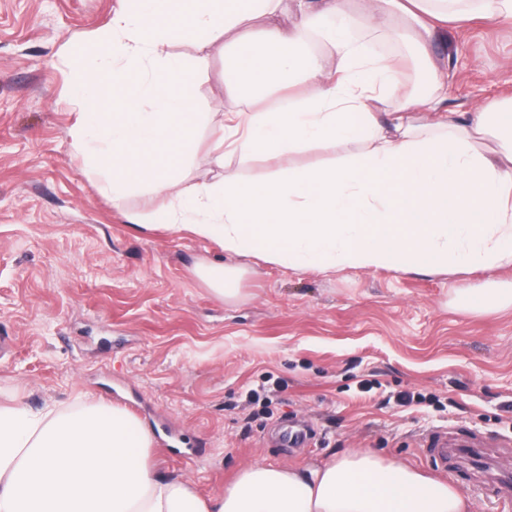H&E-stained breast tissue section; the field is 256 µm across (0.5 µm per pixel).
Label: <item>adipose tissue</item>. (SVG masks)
Masks as SVG:
<instances>
[{"label": "adipose tissue", "mask_w": 512, "mask_h": 512, "mask_svg": "<svg viewBox=\"0 0 512 512\" xmlns=\"http://www.w3.org/2000/svg\"><path fill=\"white\" fill-rule=\"evenodd\" d=\"M261 17L270 23L248 48L225 44L224 72L237 91L289 89L287 107L254 112L239 99L219 116L196 111L209 61L170 46H206ZM468 17L512 19V0H126L71 94L74 156L105 164L113 198L135 187L165 197L129 224L216 241L230 257L296 270L512 265V105L442 110L448 72L433 63L424 92L405 94L400 66L356 35L393 31L423 51ZM214 120L218 165L312 141L358 150L246 190L228 179L182 187L195 132ZM477 134L494 148L476 149ZM152 443L119 406L0 404V512H477L448 482L364 448L313 466L256 464L204 499L155 472Z\"/></svg>", "instance_id": "obj_1"}]
</instances>
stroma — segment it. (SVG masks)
Instances as JSON below:
<instances>
[{
	"label": "stroma",
	"instance_id": "35a3bbf8",
	"mask_svg": "<svg viewBox=\"0 0 512 512\" xmlns=\"http://www.w3.org/2000/svg\"><path fill=\"white\" fill-rule=\"evenodd\" d=\"M118 0H0V401L126 408L151 430L157 471L223 493L256 463L313 465L357 448L447 480L477 512H512V307L468 311L469 290L512 293V266L471 272L293 270L237 258L239 292L222 298L199 266L212 241L127 224L164 199L140 187L120 201L72 155L70 93ZM206 53L197 109L228 103L220 44ZM432 54L448 70L446 110L512 97V20L449 23ZM212 124L196 132L186 184L219 175L247 187L332 164L333 144L284 161L210 163ZM259 398L248 401L249 390ZM417 404L397 406L399 393ZM306 421L286 448L278 429ZM480 443L488 470L432 455L428 436Z\"/></svg>",
	"mask_w": 512,
	"mask_h": 512
}]
</instances>
